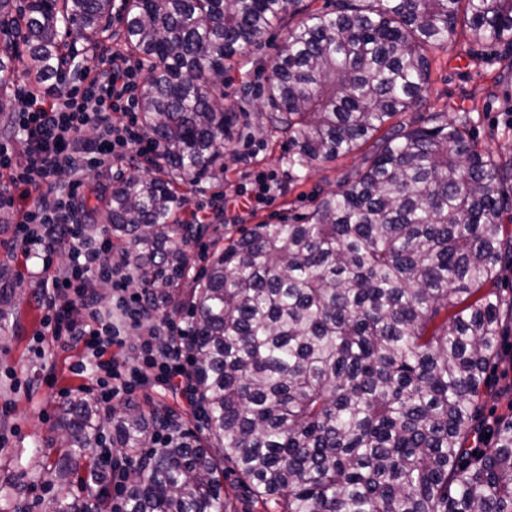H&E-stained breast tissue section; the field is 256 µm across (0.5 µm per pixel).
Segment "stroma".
Wrapping results in <instances>:
<instances>
[{"label": "stroma", "instance_id": "1", "mask_svg": "<svg viewBox=\"0 0 512 512\" xmlns=\"http://www.w3.org/2000/svg\"><path fill=\"white\" fill-rule=\"evenodd\" d=\"M287 26L266 34L244 56L237 58L225 77L229 103L244 101L232 138L224 152V177L204 180L194 186L178 214L181 222H192L193 212L207 216L222 212L225 229L255 224L294 222L311 212L321 197L337 190L360 164L349 154L313 168L288 161L283 134L261 129L264 91L274 60L285 48ZM463 37L437 52L431 80L424 94L422 113L444 112L469 115L468 131L480 147L493 155H512V80L501 73L512 63V49L499 46L473 55ZM273 186L270 195L250 208L237 206L241 191L256 192L259 179ZM32 198L20 197L10 181L8 169H0V285L7 286L11 302L0 311V512H20L30 500L31 486H41V503L32 512H44L43 504L57 495H78L80 479L89 477L95 448H88L72 468L68 481L52 477V466L61 448L56 425L62 403L81 393L98 377L94 368L76 369L78 349L44 348V308L34 295L33 278L41 268L36 258L22 257L13 242L10 221L31 206ZM187 387L178 393L136 391L131 400L145 412H171L179 417L180 432L193 440H204L203 416L186 405ZM483 421L512 416V331L504 337L498 359L486 376L480 401ZM224 512H281L277 501L256 495L233 470L224 473Z\"/></svg>", "mask_w": 512, "mask_h": 512}]
</instances>
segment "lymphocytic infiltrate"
I'll list each match as a JSON object with an SVG mask.
<instances>
[{"mask_svg":"<svg viewBox=\"0 0 512 512\" xmlns=\"http://www.w3.org/2000/svg\"><path fill=\"white\" fill-rule=\"evenodd\" d=\"M139 72L137 61L115 46L99 54L96 67L85 72L82 86L56 94L52 103L18 92L11 130L14 145L0 146V167L10 169L11 183L21 193L55 184L62 173L70 175L55 194L20 211L13 238L23 254H37L42 262L35 292L46 310L43 324L51 343L64 348L82 345L84 361L104 373V380L88 394L105 411L111 410L118 396L132 395L141 387L165 390L188 375L189 333L183 329L139 337L138 364L130 373L107 358L108 346H124L122 329L138 328L146 318V292L130 290L124 266L112 260L110 236L91 242L78 217L77 198L86 170L133 157L149 160L157 154L136 121L112 124L113 113L134 110ZM91 127L96 136H87ZM62 251L67 252L68 263L58 262ZM91 281L108 282L116 289L124 326L114 324L111 312L87 291ZM99 460V471L81 490L90 497H109L117 510L126 491L125 471L111 464L107 454H100Z\"/></svg>","mask_w":512,"mask_h":512,"instance_id":"1","label":"lymphocytic infiltrate"}]
</instances>
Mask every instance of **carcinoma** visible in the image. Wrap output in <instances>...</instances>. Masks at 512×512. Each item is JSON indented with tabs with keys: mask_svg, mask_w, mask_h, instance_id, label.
<instances>
[{
	"mask_svg": "<svg viewBox=\"0 0 512 512\" xmlns=\"http://www.w3.org/2000/svg\"><path fill=\"white\" fill-rule=\"evenodd\" d=\"M297 15L267 89L288 161L368 153L302 223L225 238L202 284L185 289V246L204 228L178 222L179 186L224 174L236 120L224 73ZM114 16L146 71L141 120L168 170L94 193L90 211L129 241L124 265L153 308L191 309L189 376L209 436L141 458L123 512H224L222 463L282 512H512V419L484 452L465 448L503 333L512 159L479 149L465 114L418 113L431 53L458 30L512 46V0H335L330 11L305 0H0V112L20 75L36 92L64 85L66 35L94 43ZM159 419L68 399L56 479L104 424L129 462ZM45 512L90 510L63 496Z\"/></svg>",
	"mask_w": 512,
	"mask_h": 512,
	"instance_id": "1",
	"label": "carcinoma"
}]
</instances>
